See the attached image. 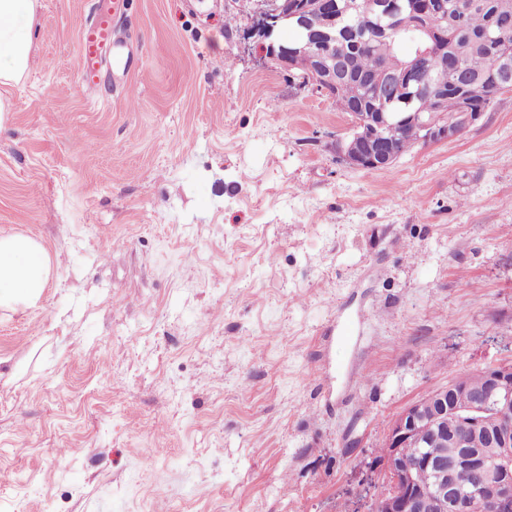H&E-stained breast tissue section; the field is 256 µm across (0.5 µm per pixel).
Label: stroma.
<instances>
[{
    "label": "stroma",
    "instance_id": "1",
    "mask_svg": "<svg viewBox=\"0 0 512 512\" xmlns=\"http://www.w3.org/2000/svg\"><path fill=\"white\" fill-rule=\"evenodd\" d=\"M0 85V512H369L406 406L512 362V91L364 171L352 117L263 60L255 0H114L141 67L79 75L38 0ZM51 275L43 247L25 235L0 237V307L36 305Z\"/></svg>",
    "mask_w": 512,
    "mask_h": 512
}]
</instances>
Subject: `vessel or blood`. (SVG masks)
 Returning <instances> with one entry per match:
<instances>
[{
    "mask_svg": "<svg viewBox=\"0 0 512 512\" xmlns=\"http://www.w3.org/2000/svg\"><path fill=\"white\" fill-rule=\"evenodd\" d=\"M114 15L95 8L79 34V70L85 82L94 81L104 58H111L113 69L129 72L135 65L131 53L113 37Z\"/></svg>",
    "mask_w": 512,
    "mask_h": 512,
    "instance_id": "vessel-or-blood-1",
    "label": "vessel or blood"
}]
</instances>
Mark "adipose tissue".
Segmentation results:
<instances>
[{
  "mask_svg": "<svg viewBox=\"0 0 512 512\" xmlns=\"http://www.w3.org/2000/svg\"><path fill=\"white\" fill-rule=\"evenodd\" d=\"M37 0H0V84L19 81L29 68L31 24ZM51 275L43 247L25 235L0 237V307L36 305Z\"/></svg>",
  "mask_w": 512,
  "mask_h": 512,
  "instance_id": "obj_1",
  "label": "adipose tissue"
}]
</instances>
